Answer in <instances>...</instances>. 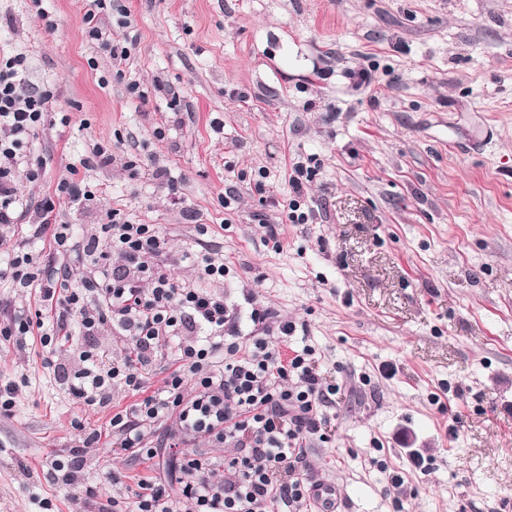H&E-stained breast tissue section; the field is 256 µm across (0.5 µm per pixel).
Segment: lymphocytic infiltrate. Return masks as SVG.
Returning a JSON list of instances; mask_svg holds the SVG:
<instances>
[{"mask_svg": "<svg viewBox=\"0 0 512 512\" xmlns=\"http://www.w3.org/2000/svg\"><path fill=\"white\" fill-rule=\"evenodd\" d=\"M87 35L109 47L113 59L124 60L129 46L113 41L112 30L132 28L131 12L119 5L116 27L96 24L107 0H93ZM53 94L29 81L25 54L0 56V226L31 218L33 235L49 236L56 255L76 254L90 275L70 286L51 261L17 243L13 258L0 265V283L31 288L37 307L33 316L10 315L0 337L25 347L39 333L42 347L55 350L59 331L73 328L92 338L105 329L132 337L135 359L106 360L82 350L77 367L57 364L73 397L88 406L111 402L112 383H123L136 400L113 414L115 445L129 455L153 460L157 450L150 435L158 424L175 419L179 440L208 438L235 448L229 457H205L190 449L182 454L177 483L152 477L141 480L129 502L113 501L112 512H179L181 502L195 512H310L315 485L306 463L313 440L329 442L339 386L320 370V354L310 346L291 348L297 326L280 322L270 329L269 309L252 308L255 333L240 331L239 316L223 294L203 287V280L227 274L223 260L200 254V279L177 281L165 260L170 242L157 225L130 219L108 208L99 233L75 240L71 228L56 223L58 198L75 204L93 200L92 191L74 182H59L53 193L34 201L16 185L17 170L40 180L44 162L26 148L49 114ZM120 265H111V255ZM176 344L174 368L163 390L145 395L141 373L162 347ZM194 393H186V379Z\"/></svg>", "mask_w": 512, "mask_h": 512, "instance_id": "f902f5d3", "label": "lymphocytic infiltrate"}]
</instances>
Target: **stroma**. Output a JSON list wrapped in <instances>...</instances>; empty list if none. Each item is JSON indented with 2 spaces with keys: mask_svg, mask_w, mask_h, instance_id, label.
<instances>
[{
  "mask_svg": "<svg viewBox=\"0 0 512 512\" xmlns=\"http://www.w3.org/2000/svg\"><path fill=\"white\" fill-rule=\"evenodd\" d=\"M90 4L0 0V52H25L71 118L39 131L45 173L18 187L37 200L87 182L93 201L57 206L75 237L120 209L167 235L175 279H195L200 250L223 256L210 287L243 333L255 303L299 324L295 347L341 388L331 440L307 457L340 512H512V0H130L137 44L119 64L84 36ZM98 141L111 165L78 167ZM135 158L175 190L131 180ZM295 158L315 172L308 224L283 212ZM47 356L0 340V382L17 385L0 512H86L50 475L74 446L101 502L179 457L113 448L133 395L80 404Z\"/></svg>",
  "mask_w": 512,
  "mask_h": 512,
  "instance_id": "1",
  "label": "stroma"
}]
</instances>
